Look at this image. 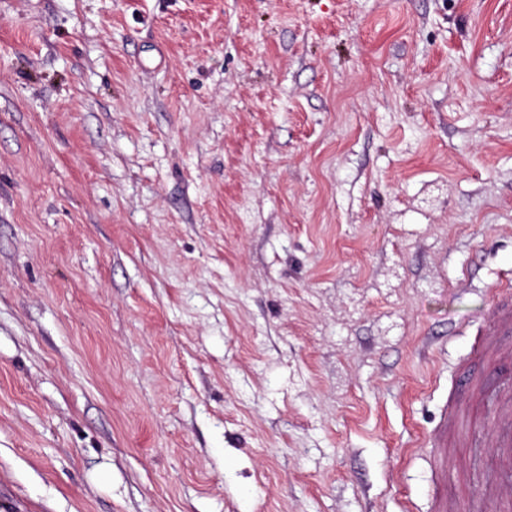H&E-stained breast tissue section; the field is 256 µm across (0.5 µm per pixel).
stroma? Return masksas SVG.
Here are the masks:
<instances>
[{"label": "stroma", "mask_w": 512, "mask_h": 512, "mask_svg": "<svg viewBox=\"0 0 512 512\" xmlns=\"http://www.w3.org/2000/svg\"><path fill=\"white\" fill-rule=\"evenodd\" d=\"M507 272L512 0H0V512H499ZM496 304L490 313L491 325L503 329L511 328L512 335V276L508 283L496 286ZM498 424L480 448H488L489 464L484 471V482L493 488L512 484V370L498 373Z\"/></svg>", "instance_id": "stroma-1"}]
</instances>
